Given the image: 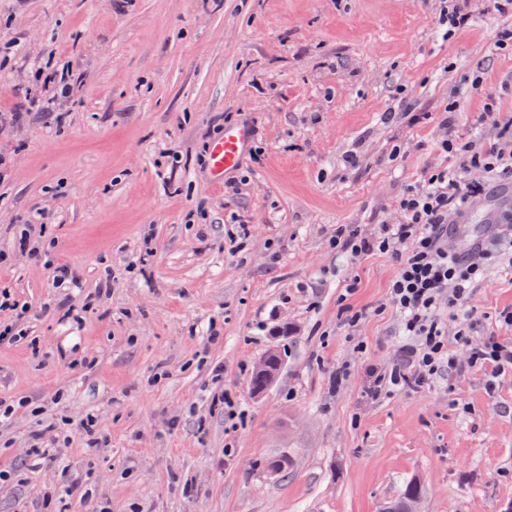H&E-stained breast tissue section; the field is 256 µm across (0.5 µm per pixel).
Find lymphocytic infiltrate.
I'll return each instance as SVG.
<instances>
[{
    "label": "lymphocytic infiltrate",
    "mask_w": 512,
    "mask_h": 512,
    "mask_svg": "<svg viewBox=\"0 0 512 512\" xmlns=\"http://www.w3.org/2000/svg\"><path fill=\"white\" fill-rule=\"evenodd\" d=\"M449 103L438 112L442 136L433 149L447 163L427 169L421 180L408 186L395 201L398 220L382 221L371 230L357 224H342L333 239L340 251L358 257L379 251L391 254L398 270L391 280L387 301L403 317V332L411 338L404 363L374 374L375 387L390 384L420 386L441 367L456 370L457 361L448 348L446 330L436 313L442 307H465L474 283L487 266L512 257V213L497 222L492 245L474 244L465 253L448 245V228L482 200L492 181L512 182V150L498 143L477 142L458 129ZM457 343L470 350V365L482 364L492 373L512 368V340L495 336L478 347L465 333ZM81 435L87 448L100 445L92 417L79 422L63 421L53 438L35 434L30 450L34 465L57 462L74 435Z\"/></svg>",
    "instance_id": "1"
}]
</instances>
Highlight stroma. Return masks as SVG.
Instances as JSON below:
<instances>
[{"mask_svg":"<svg viewBox=\"0 0 512 512\" xmlns=\"http://www.w3.org/2000/svg\"><path fill=\"white\" fill-rule=\"evenodd\" d=\"M441 0H0V290L36 314L0 345V398L23 401L0 428V512H380L419 479L421 512H512V370L462 367L421 388L371 397L369 366L397 363L402 319L385 305L389 254L358 258L340 224L393 218L427 166L443 165L431 115L455 102L467 130L485 91L512 84L497 35L512 9L484 11L444 38ZM69 64L83 82L56 101L63 124L30 108L40 74ZM409 104L416 124L383 123ZM254 136L226 187L208 176L225 125ZM357 152L359 168L345 161ZM512 204L496 187L455 245L490 238ZM246 221L248 233L238 223ZM29 249L19 247L21 232ZM53 243L79 287H53L30 248ZM354 292H347V285ZM82 322L47 308L62 294ZM367 310L356 331L343 306ZM512 308V267H488L467 311L439 310L473 343ZM285 348L273 386L249 380ZM222 365L221 378L211 370ZM231 392L228 419L217 397ZM41 417H33L32 408ZM94 416L105 442L74 438L63 463L30 470L37 423ZM286 452L294 467L270 477ZM84 498L41 495L62 467Z\"/></svg>","mask_w":512,"mask_h":512,"instance_id":"obj_1","label":"stroma"}]
</instances>
